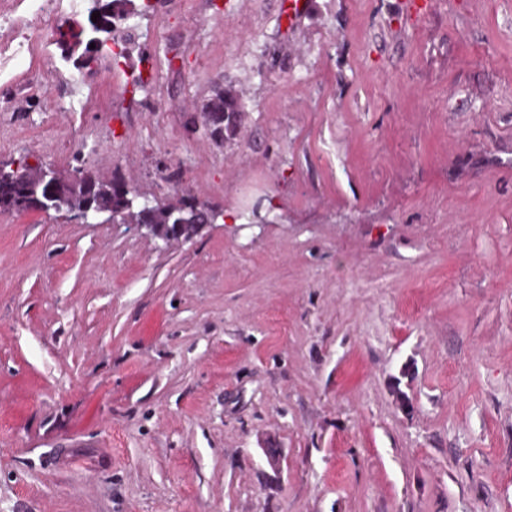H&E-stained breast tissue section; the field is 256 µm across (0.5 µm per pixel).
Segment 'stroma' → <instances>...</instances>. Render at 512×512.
Listing matches in <instances>:
<instances>
[{
	"label": "stroma",
	"instance_id": "35a3bbf8",
	"mask_svg": "<svg viewBox=\"0 0 512 512\" xmlns=\"http://www.w3.org/2000/svg\"><path fill=\"white\" fill-rule=\"evenodd\" d=\"M284 2L134 0L127 57L0 76V168L218 214L0 211V512H512V0ZM210 112L215 117V122L208 130L210 137L224 141L231 139L240 132L241 118L246 112L245 102L240 93L232 87L219 88L207 100L204 108L203 127L208 123ZM126 186L131 193L136 192L132 188H129L125 183L119 181L103 182L97 180L94 187L89 188L86 192L81 189L79 191L78 200H92V201H108L112 194V206L119 205V186ZM112 206L110 207H92L90 205L82 204L71 207L70 212L73 217L82 224H103L112 221ZM103 217L102 221H98ZM141 199V200H140ZM137 207L140 210L147 211L151 209H155L156 205L153 200H150L148 197L144 196H134L132 198H128L124 196L122 209H132ZM119 220L122 223L130 222L135 224H141L144 226L150 235L154 236L157 239H160L165 245H168L171 241L178 239H189L193 235H187L182 231L184 226V222L180 219L176 220V224H169L166 213L162 210L160 211H149V212H139L137 209H133L131 211H124L122 214H119L115 221ZM151 224H167L170 231L166 235L161 227H157L154 229Z\"/></svg>",
	"mask_w": 512,
	"mask_h": 512
}]
</instances>
